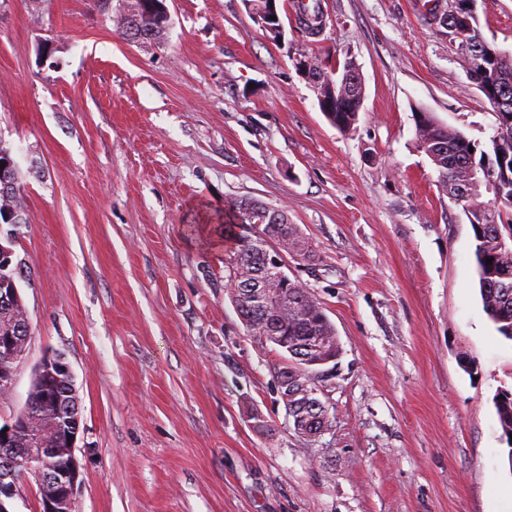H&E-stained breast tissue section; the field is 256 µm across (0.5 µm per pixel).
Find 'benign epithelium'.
Segmentation results:
<instances>
[{
    "label": "benign epithelium",
    "mask_w": 512,
    "mask_h": 512,
    "mask_svg": "<svg viewBox=\"0 0 512 512\" xmlns=\"http://www.w3.org/2000/svg\"><path fill=\"white\" fill-rule=\"evenodd\" d=\"M476 0H448V10L442 20L445 27L465 31L471 28ZM326 84L345 86L356 101H363L359 72L347 67L342 72L334 68ZM15 163L0 168V192L7 194L16 187ZM265 264L278 274L282 286L288 287L286 255L279 246L268 242ZM12 249L0 243V306L12 308L20 301L19 280L23 277L24 262L13 259ZM30 323L26 307L19 317L0 322V395L7 397L14 385L18 364L23 359V346L28 341ZM34 383L50 389L47 400L55 408L50 427L43 423L44 414L28 406L12 421L0 425V446L8 449L0 461V512H12L11 500L22 485L33 483L39 491V512H76L75 503L80 487L81 465L75 455L80 431V398L72 373L59 354L45 356L35 367ZM65 463H57L59 458Z\"/></svg>",
    "instance_id": "7a95c632"
}]
</instances>
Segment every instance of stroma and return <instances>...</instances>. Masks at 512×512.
<instances>
[{
	"label": "stroma",
	"instance_id": "1",
	"mask_svg": "<svg viewBox=\"0 0 512 512\" xmlns=\"http://www.w3.org/2000/svg\"><path fill=\"white\" fill-rule=\"evenodd\" d=\"M278 0H167L158 43L118 0H0V142L28 222L11 247L31 334L0 423L63 355L81 401L77 512H506L512 447L494 399L512 340L482 309L474 237L416 141L418 113L487 146L496 118L420 0H321L310 35ZM512 50V0H477ZM352 58V130L321 112L303 57ZM285 209L317 255L289 261L336 328L329 425L298 434L277 351L225 288L224 205ZM262 417L266 428L254 427ZM114 22L116 29L124 36L128 37L131 40L132 35H137V32L140 29V32L143 34L144 38L141 41L144 40H153V41H159L163 38V36L166 33V29L168 27V24L166 22H161L160 20H149V21H142L138 20L139 29L136 28V32L132 34H128V18L126 22L123 21V19L116 14L114 17ZM141 24V26H140Z\"/></svg>",
	"mask_w": 512,
	"mask_h": 512
}]
</instances>
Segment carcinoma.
I'll list each match as a JSON object with an SVG mask.
<instances>
[{
    "mask_svg": "<svg viewBox=\"0 0 512 512\" xmlns=\"http://www.w3.org/2000/svg\"><path fill=\"white\" fill-rule=\"evenodd\" d=\"M296 13L304 16L303 27L312 34L320 33L322 22L319 0H296ZM168 24L157 19L139 21L144 39L159 41L166 33ZM470 49L468 62L481 65L484 49L481 47L477 28L467 34ZM491 93L504 112L512 114V62L500 68L497 82ZM359 107L336 100L331 111L325 113L327 120L336 128L349 131L357 121ZM461 132L438 121L428 112L418 114L416 139L419 148L431 160L439 174V185L448 191V185L468 186L473 181V172L485 173L484 157L487 152H469L471 143L460 140ZM508 155L506 167L492 156V173L488 177L501 189L500 203L512 206V129L500 135L499 143H490ZM482 188L473 190L465 200L464 211L474 233V257L476 262L480 294L484 312L495 325L496 331L512 340V219L496 221L489 206L480 201ZM13 208L26 214L22 186L16 192L0 195V210ZM224 233L232 237L236 247L233 254L240 261L225 266L226 284L235 286L237 293L246 294V286L259 283L272 295L268 301L250 304L244 311L246 329L253 335L273 345L279 356L290 362L295 380L292 389L298 392L288 397L292 416L310 429L320 428V400L313 396L317 389L318 374L323 368L313 364L320 357L319 347L323 342L333 344L339 340L333 323L326 315L322 304L300 282L280 287L274 275L264 271L266 242L283 239L288 253L312 262L315 253L298 225L288 221L283 209L270 208L258 201L232 200L224 205ZM492 262H487V259ZM498 422L505 438L512 437V392L504 390L495 398Z\"/></svg>",
    "mask_w": 512,
    "mask_h": 512,
    "instance_id": "obj_1",
    "label": "carcinoma"
}]
</instances>
